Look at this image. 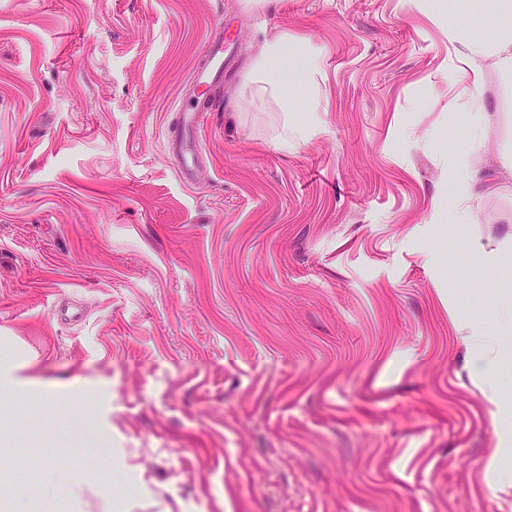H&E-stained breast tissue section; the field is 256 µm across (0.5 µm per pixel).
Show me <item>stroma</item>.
<instances>
[{
	"label": "stroma",
	"mask_w": 512,
	"mask_h": 512,
	"mask_svg": "<svg viewBox=\"0 0 512 512\" xmlns=\"http://www.w3.org/2000/svg\"><path fill=\"white\" fill-rule=\"evenodd\" d=\"M495 0H0V498L27 512H512V70L472 148L448 29ZM224 79L193 180L167 142ZM322 52L323 132L260 112L258 45ZM496 193L456 207L459 156ZM79 470L78 507L46 473ZM215 70V77L220 78L224 72V40L209 42L205 51V61L197 66L194 74L196 84L210 88V75ZM497 361L498 355L496 351L490 342L485 340L481 342V352L473 356L474 371L490 378V374L496 366Z\"/></svg>",
	"instance_id": "stroma-1"
}]
</instances>
